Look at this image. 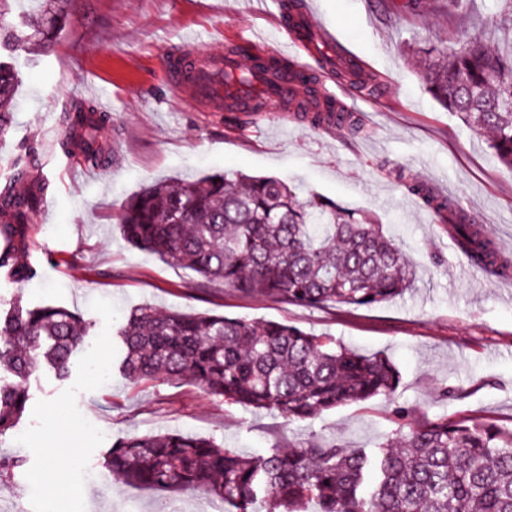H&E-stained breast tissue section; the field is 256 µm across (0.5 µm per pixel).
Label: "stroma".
Returning <instances> with one entry per match:
<instances>
[{"mask_svg": "<svg viewBox=\"0 0 512 512\" xmlns=\"http://www.w3.org/2000/svg\"><path fill=\"white\" fill-rule=\"evenodd\" d=\"M283 0H76L46 51L13 62L21 74L18 110L0 135V185L19 156L36 155L53 187L41 207L47 221L33 239L53 250L33 281L0 274V314L15 302L52 303L91 322L88 343L68 378L42 370L28 382L18 427L0 438V457L24 464L0 476V512H200L201 494L126 484L105 466L122 437L183 432L242 455L310 441L372 448L394 436L395 407L415 415L475 418L512 427V281L488 276L453 245L447 224L406 182L456 200L512 257V170L459 117L427 92L409 47L442 48L478 37L512 49V26L489 21L496 0H472L463 16L448 0H304L318 29L379 77L386 92L359 102L360 134L283 122L269 110L260 124L232 121L188 86L170 87L161 56L194 38L198 51L242 43L251 30L265 53L287 51L276 27ZM109 113L102 143L110 171L86 175L81 157L60 148V121L74 102ZM275 176L371 214L402 243L417 279L404 295L372 308L308 307L200 284L190 269L129 245L117 225L125 201L163 180L210 172ZM218 312L287 323L364 354H382L401 381L393 401L351 403L290 424L209 396L192 383L130 382L119 370L115 333L134 306Z\"/></svg>", "mask_w": 512, "mask_h": 512, "instance_id": "35a3bbf8", "label": "stroma"}]
</instances>
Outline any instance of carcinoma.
<instances>
[{
	"instance_id": "obj_1",
	"label": "carcinoma",
	"mask_w": 512,
	"mask_h": 512,
	"mask_svg": "<svg viewBox=\"0 0 512 512\" xmlns=\"http://www.w3.org/2000/svg\"><path fill=\"white\" fill-rule=\"evenodd\" d=\"M13 0H0V134L13 123L20 74L6 57L50 48L74 0H37L24 21L10 19ZM339 70L360 87L376 81L349 56ZM423 81L431 96L471 132L489 135L499 163L512 169V52L504 55L468 39L429 54ZM314 126L332 122L353 134L359 119L330 103L312 105ZM110 116L79 102L64 113L61 146L91 164L105 156L102 132ZM452 226L459 249L474 266L501 276L512 271L451 199L437 200L419 182L405 184ZM47 190L43 182L0 187V271L16 284L36 277L19 256L29 249V218ZM134 248L185 266L203 281H221L244 294L303 306L371 307L404 294L415 280L403 248L379 225L333 201L302 200L277 177L217 174L159 182L131 197L119 216ZM89 335L78 314L59 306L16 304L0 316V367L18 381L0 386V437L22 419L27 381L42 366L69 375L74 352ZM122 370L133 381H189L224 401L278 413L290 424L338 406L391 398L399 372L385 357L366 356L331 338L277 321L221 314L132 309L118 330ZM408 431L375 448L337 444L275 448L247 457L209 438L185 433L130 436L112 444L105 463L131 485L193 489L236 512L258 507L283 512H512V428L448 416L395 411Z\"/></svg>"
}]
</instances>
